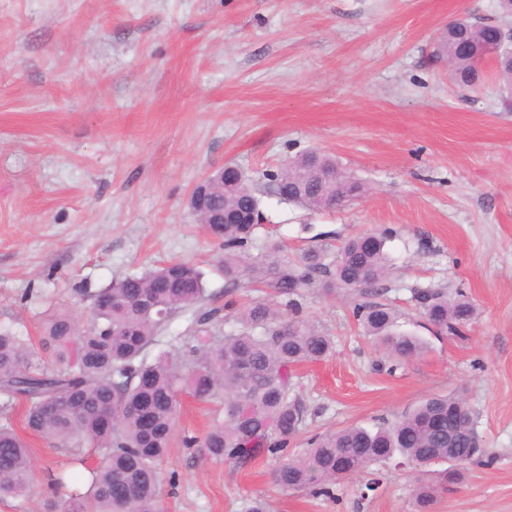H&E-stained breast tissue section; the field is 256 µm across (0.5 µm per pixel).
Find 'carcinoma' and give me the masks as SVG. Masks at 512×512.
I'll use <instances>...</instances> for the list:
<instances>
[{
	"label": "carcinoma",
	"mask_w": 512,
	"mask_h": 512,
	"mask_svg": "<svg viewBox=\"0 0 512 512\" xmlns=\"http://www.w3.org/2000/svg\"><path fill=\"white\" fill-rule=\"evenodd\" d=\"M499 10L498 20L458 18L437 39L432 55L448 61L459 86L476 84L483 57L503 59L512 53V43L500 40L503 22L512 15L503 5ZM363 191L333 156L309 151L262 173L259 184L246 173L242 181L228 187L216 183L206 198L190 201L200 224L212 212L224 213L219 239L226 287H236L246 272L269 279L279 297L240 309L235 331L222 332L214 313L203 312L175 352L150 356V346L171 317L196 312L206 300L204 273L188 261L170 262L97 291L85 327L67 313L50 315L42 346L54 356L51 366L22 329L0 325V498H24L30 490L34 457L13 422L19 403L30 433L73 457L98 458L88 469V486H71L49 504L51 512H161L160 464L174 436L180 392L197 399L224 393V422L201 441L184 438L185 447L199 444L207 456L239 464L281 453L302 424L291 397L294 370L333 349L330 336L298 318L299 290L315 283L356 292L362 301L355 303L354 315L366 335L395 359L418 356L423 344L394 332L396 313L365 300L378 295L388 271L385 236L349 239L331 261L321 249L298 263H284L277 259L282 246L276 240L266 245L261 262L247 264L243 258L258 228L253 215L258 193L325 210L341 209ZM414 299L440 333L455 334L475 316L474 304L463 295L450 298L429 288L417 291ZM460 402L455 396L433 397L375 428L352 425L316 433L301 455L279 466L276 481L328 494L337 481L376 463L410 460L427 468L448 462L452 448L461 464H468L485 450L471 412L460 418L448 414V407ZM462 478L458 467L437 471L434 483L419 487L418 512H431L437 486Z\"/></svg>",
	"instance_id": "carcinoma-1"
}]
</instances>
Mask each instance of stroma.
<instances>
[{
	"instance_id": "obj_1",
	"label": "stroma",
	"mask_w": 512,
	"mask_h": 512,
	"mask_svg": "<svg viewBox=\"0 0 512 512\" xmlns=\"http://www.w3.org/2000/svg\"><path fill=\"white\" fill-rule=\"evenodd\" d=\"M497 0H0V322L37 334L66 311L90 320L91 296L173 260L206 274V307L233 330L245 303L273 297L242 276L226 287L219 242L188 207L192 187L227 163L260 176L321 150L362 182L340 211L262 195L246 248L279 240L284 260L387 233L392 270L380 302L421 338L396 362L354 319L341 289H305L301 317L332 337L301 366L299 432L246 465L187 448L224 419V398L179 394L162 463L163 512H416L431 469L375 465V490L344 479L330 494L279 486V465L308 436L374 427L424 400L459 395L490 464L471 465L432 512H512V109L493 60L462 90L430 52L451 21L496 15ZM418 288L464 294L478 315L435 335ZM28 498L0 512H43L51 480L83 482L50 441L27 434Z\"/></svg>"
}]
</instances>
